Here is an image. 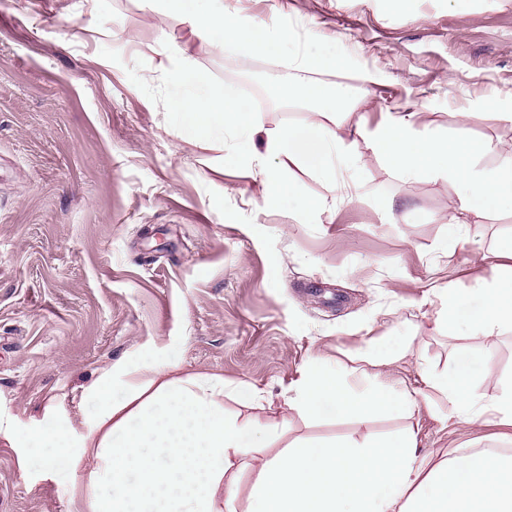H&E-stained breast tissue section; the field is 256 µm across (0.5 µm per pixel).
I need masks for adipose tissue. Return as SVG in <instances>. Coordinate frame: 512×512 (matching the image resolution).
<instances>
[{"instance_id":"adipose-tissue-1","label":"adipose tissue","mask_w":512,"mask_h":512,"mask_svg":"<svg viewBox=\"0 0 512 512\" xmlns=\"http://www.w3.org/2000/svg\"><path fill=\"white\" fill-rule=\"evenodd\" d=\"M162 15L185 19L202 37L224 48L276 57L290 31L225 12L223 0H156ZM342 53L306 50L291 61L307 80L289 93L315 113L297 128L264 132L260 113L242 106L232 90L216 89L208 75L178 63L170 108L193 139L234 131L240 154L263 158L265 184L277 196L292 194L289 166L306 168L325 181L333 198L348 186L336 172L354 167L352 146L341 136L339 114L367 99L384 74L362 71L361 86L318 81L335 70ZM265 133L263 149L253 137ZM354 133L372 155L407 180H443L455 189L448 205L446 250L467 240L477 224L512 209V145L480 146L462 137L427 131L413 112L387 113L383 122L358 120ZM495 152L487 166L479 156ZM492 279L474 276L467 292L432 284L415 306L433 331L454 335L468 318L467 335L493 358L505 329H512V240L489 253ZM479 295L480 310L470 307ZM413 340L351 367L343 360L310 358L283 404L298 416L367 419L398 415L400 432L377 439L285 441L287 422L266 419L270 397L250 385L225 382L210 373L180 374L175 362L151 369L120 366L90 388L93 402L87 434L69 426H43L25 435L45 452L49 473L71 477L68 512H512V451L464 448L452 455L422 452V408L447 405L456 424L512 425V379L489 395L461 363L442 371L419 367ZM413 365L415 379L388 383L393 369ZM244 409L230 414L225 396Z\"/></svg>"}]
</instances>
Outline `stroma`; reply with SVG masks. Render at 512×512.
Returning <instances> with one entry per match:
<instances>
[{"label":"stroma","mask_w":512,"mask_h":512,"mask_svg":"<svg viewBox=\"0 0 512 512\" xmlns=\"http://www.w3.org/2000/svg\"><path fill=\"white\" fill-rule=\"evenodd\" d=\"M228 12L278 17L299 47L343 45L319 81L355 86L365 67L387 80L344 118L377 124L386 103L421 113L429 130L475 143L512 142V0H224ZM214 85L269 101L268 130L314 120L276 93L301 80L288 54L221 50L149 0H0V512H67L68 478L22 474L20 434L58 420L81 434L78 404L113 367L172 360L253 385L274 402L313 354L373 356L415 335L429 280L472 287L492 278L476 254L512 236V212L450 253L438 245L453 188L410 181L364 143L350 198L290 167L292 199L264 200L257 162L236 157L231 132L188 139L169 107L180 54ZM326 199L324 210L302 205ZM390 205L387 217L373 211ZM424 366L466 361L494 393L512 376V331L485 359L464 336L425 332ZM422 411L423 450L475 443L511 448L504 430L443 422ZM402 420L318 422L288 415L289 438L362 439Z\"/></svg>","instance_id":"obj_1"}]
</instances>
